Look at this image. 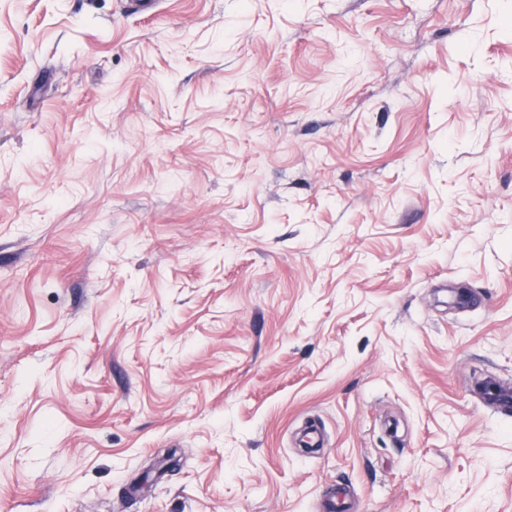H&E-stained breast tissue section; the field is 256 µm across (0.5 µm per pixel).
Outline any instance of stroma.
Here are the masks:
<instances>
[{"label":"stroma","instance_id":"stroma-1","mask_svg":"<svg viewBox=\"0 0 512 512\" xmlns=\"http://www.w3.org/2000/svg\"><path fill=\"white\" fill-rule=\"evenodd\" d=\"M483 379L512 0H0V512H512Z\"/></svg>","mask_w":512,"mask_h":512}]
</instances>
